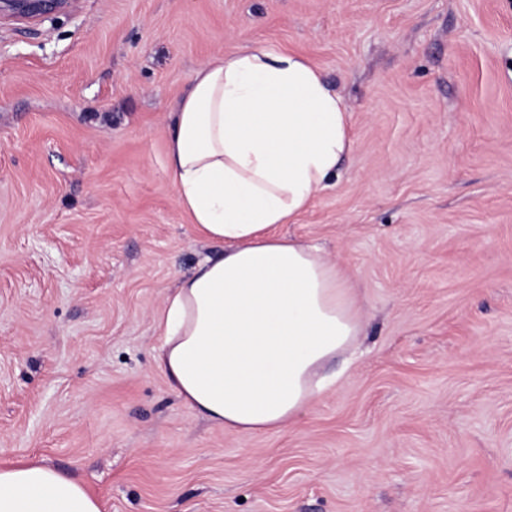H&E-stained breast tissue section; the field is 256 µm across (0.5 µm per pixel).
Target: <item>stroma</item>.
I'll return each instance as SVG.
<instances>
[{"mask_svg":"<svg viewBox=\"0 0 512 512\" xmlns=\"http://www.w3.org/2000/svg\"><path fill=\"white\" fill-rule=\"evenodd\" d=\"M245 45L295 52L356 147L290 236L360 285L366 334L280 435L208 423L155 318L212 249L167 114ZM102 512H512V0H75L0 19V465Z\"/></svg>","mask_w":512,"mask_h":512,"instance_id":"35a3bbf8","label":"stroma"}]
</instances>
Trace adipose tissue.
<instances>
[{
    "mask_svg": "<svg viewBox=\"0 0 512 512\" xmlns=\"http://www.w3.org/2000/svg\"><path fill=\"white\" fill-rule=\"evenodd\" d=\"M350 114L291 52L246 46L196 70L168 127L179 207L217 245L159 312L157 361L213 426L248 436L296 424L363 333L358 285L323 248L280 234L333 186L354 149ZM0 512H101L47 465L0 467Z\"/></svg>",
    "mask_w": 512,
    "mask_h": 512,
    "instance_id": "ef3b65f1",
    "label": "adipose tissue"
}]
</instances>
